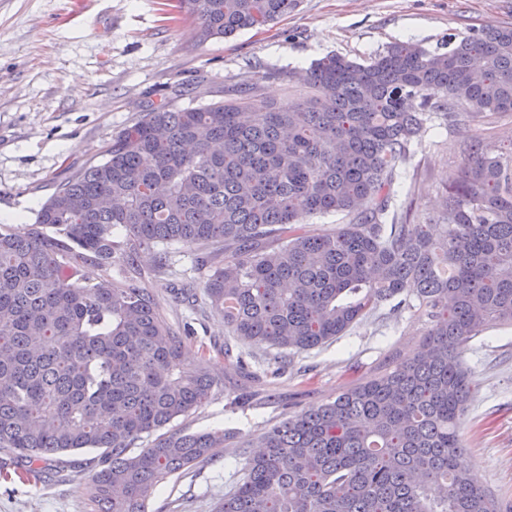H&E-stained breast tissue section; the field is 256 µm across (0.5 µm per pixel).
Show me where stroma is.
Returning a JSON list of instances; mask_svg holds the SVG:
<instances>
[{
	"label": "stroma",
	"mask_w": 512,
	"mask_h": 512,
	"mask_svg": "<svg viewBox=\"0 0 512 512\" xmlns=\"http://www.w3.org/2000/svg\"><path fill=\"white\" fill-rule=\"evenodd\" d=\"M176 0H0V225L27 232L56 186L103 160L112 138L160 99L195 108L228 86L259 83L279 103L303 95L282 73L329 54L360 62L395 42L433 47L451 33L512 25V0H300L274 24L235 37L198 38ZM512 138V114L430 127L397 186L412 223L431 224L448 176L476 137ZM160 270L142 251L136 276L167 322L186 337L185 358L207 360L210 400L179 429L227 434L218 457L159 485L152 512H215L242 476V446L271 423L334 401L390 360L414 357L428 325L416 303L380 309L333 342L296 354L226 334L204 293L208 266L170 245ZM472 393L462 420L463 462L474 483L512 510V325L483 331L462 355ZM100 453L51 457L36 484L23 483L0 452V512H86Z\"/></svg>",
	"instance_id": "obj_1"
}]
</instances>
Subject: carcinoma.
I'll return each instance as SVG.
<instances>
[{"instance_id": "carcinoma-1", "label": "carcinoma", "mask_w": 512, "mask_h": 512, "mask_svg": "<svg viewBox=\"0 0 512 512\" xmlns=\"http://www.w3.org/2000/svg\"><path fill=\"white\" fill-rule=\"evenodd\" d=\"M201 34L268 26L299 0H177ZM446 50L390 45L360 63L315 61L286 105L255 84L177 109L166 100L61 183L21 235L0 227V450L42 474L51 456L101 451L87 512H150L155 488L210 460L222 432L173 422L206 404L208 364L134 280L88 263L195 246L228 335L294 354L345 335L397 297L429 323L414 359L264 431L216 512H502L464 466L470 392L461 354L512 324V141L474 140L448 178L438 237L391 210L400 166L438 121L512 112V26L450 33ZM349 218L336 232L308 218ZM121 227L126 240H112ZM51 227L49 234L45 228ZM155 436L138 453V441ZM86 277L94 280L109 279V280H124L128 277L129 271L121 263H112L111 266H101L98 264H87L84 268Z\"/></svg>"}]
</instances>
